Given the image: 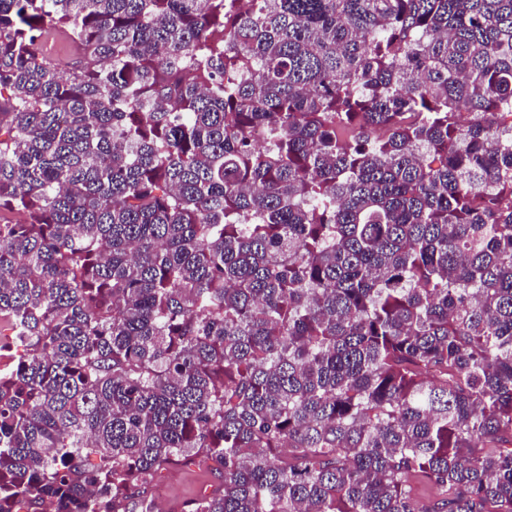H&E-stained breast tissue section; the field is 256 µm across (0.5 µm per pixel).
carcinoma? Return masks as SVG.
Returning <instances> with one entry per match:
<instances>
[{"instance_id":"1","label":"carcinoma","mask_w":512,"mask_h":512,"mask_svg":"<svg viewBox=\"0 0 512 512\" xmlns=\"http://www.w3.org/2000/svg\"><path fill=\"white\" fill-rule=\"evenodd\" d=\"M4 89L0 512H512V0H0ZM33 49L38 57L50 60L54 64L61 60L67 61L70 66L78 56L74 45L65 34L56 39L40 38L35 42ZM218 483L211 470L194 464L179 462L162 471L154 482L152 495L159 512H182L184 505L195 497L202 489ZM163 489L162 495L157 489ZM158 495L160 500L155 496Z\"/></svg>"}]
</instances>
